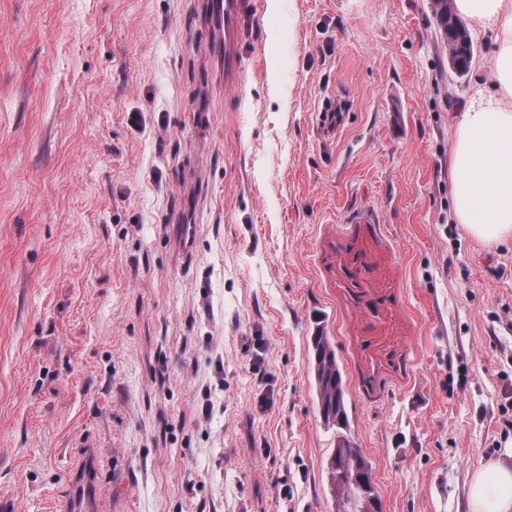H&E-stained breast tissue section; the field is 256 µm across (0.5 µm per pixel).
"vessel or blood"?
<instances>
[{
    "label": "vessel or blood",
    "instance_id": "vessel-or-blood-1",
    "mask_svg": "<svg viewBox=\"0 0 512 512\" xmlns=\"http://www.w3.org/2000/svg\"><path fill=\"white\" fill-rule=\"evenodd\" d=\"M205 11L215 33L210 53L224 65V87L230 95L241 91V79L244 71L243 40L245 20L248 16L249 0H205ZM93 467L90 462L78 466V472L72 475L74 496L71 502L73 512H96L86 494L85 479L91 478Z\"/></svg>",
    "mask_w": 512,
    "mask_h": 512
}]
</instances>
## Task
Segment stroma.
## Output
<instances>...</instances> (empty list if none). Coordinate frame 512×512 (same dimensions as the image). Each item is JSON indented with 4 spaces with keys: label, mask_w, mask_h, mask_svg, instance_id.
<instances>
[{
    "label": "stroma",
    "mask_w": 512,
    "mask_h": 512,
    "mask_svg": "<svg viewBox=\"0 0 512 512\" xmlns=\"http://www.w3.org/2000/svg\"><path fill=\"white\" fill-rule=\"evenodd\" d=\"M201 2L0 0V512H64L89 448L98 512H334L342 441L381 512H466L512 445V237L448 182L474 73L430 0H254L233 99ZM316 404L326 424L348 427L345 374L328 336L312 338Z\"/></svg>",
    "instance_id": "1"
}]
</instances>
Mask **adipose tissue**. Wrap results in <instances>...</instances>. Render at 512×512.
Wrapping results in <instances>:
<instances>
[{"label":"adipose tissue","mask_w":512,"mask_h":512,"mask_svg":"<svg viewBox=\"0 0 512 512\" xmlns=\"http://www.w3.org/2000/svg\"><path fill=\"white\" fill-rule=\"evenodd\" d=\"M455 8L491 31L493 63L455 124L448 176L459 224L494 243L512 235V0H455ZM467 512H512V448L470 474Z\"/></svg>","instance_id":"1"}]
</instances>
